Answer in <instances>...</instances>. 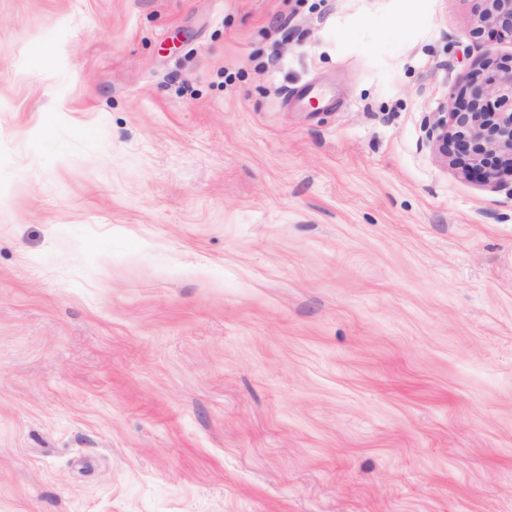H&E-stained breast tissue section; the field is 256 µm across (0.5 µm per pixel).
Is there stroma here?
I'll list each match as a JSON object with an SVG mask.
<instances>
[{
	"label": "stroma",
	"mask_w": 512,
	"mask_h": 512,
	"mask_svg": "<svg viewBox=\"0 0 512 512\" xmlns=\"http://www.w3.org/2000/svg\"><path fill=\"white\" fill-rule=\"evenodd\" d=\"M476 7L0 0V512H512Z\"/></svg>",
	"instance_id": "35a3bbf8"
}]
</instances>
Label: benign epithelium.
<instances>
[{
	"label": "benign epithelium",
	"mask_w": 512,
	"mask_h": 512,
	"mask_svg": "<svg viewBox=\"0 0 512 512\" xmlns=\"http://www.w3.org/2000/svg\"><path fill=\"white\" fill-rule=\"evenodd\" d=\"M475 24L464 37H487L481 60L461 74L448 107L434 113L426 138L447 163L485 184L512 174V56L493 45L512 43V0H477Z\"/></svg>",
	"instance_id": "1"
}]
</instances>
